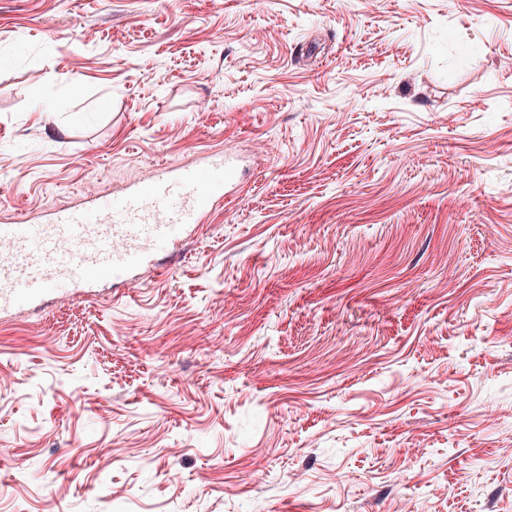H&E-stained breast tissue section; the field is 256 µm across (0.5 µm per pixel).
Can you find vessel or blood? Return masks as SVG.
<instances>
[{
    "label": "vessel or blood",
    "instance_id": "1",
    "mask_svg": "<svg viewBox=\"0 0 512 512\" xmlns=\"http://www.w3.org/2000/svg\"><path fill=\"white\" fill-rule=\"evenodd\" d=\"M239 170L230 154L162 166L125 190L61 209L42 221L0 224V312L103 280L124 282L212 210Z\"/></svg>",
    "mask_w": 512,
    "mask_h": 512
}]
</instances>
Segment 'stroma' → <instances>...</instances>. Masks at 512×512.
<instances>
[{"mask_svg": "<svg viewBox=\"0 0 512 512\" xmlns=\"http://www.w3.org/2000/svg\"><path fill=\"white\" fill-rule=\"evenodd\" d=\"M220 151L0 314V512H512V0H0V224ZM211 157L159 167L121 192L42 221L0 224L8 250L0 257V312L34 308L52 294L103 280L125 282L151 258L171 252L238 180L233 155Z\"/></svg>", "mask_w": 512, "mask_h": 512, "instance_id": "obj_1", "label": "stroma"}]
</instances>
